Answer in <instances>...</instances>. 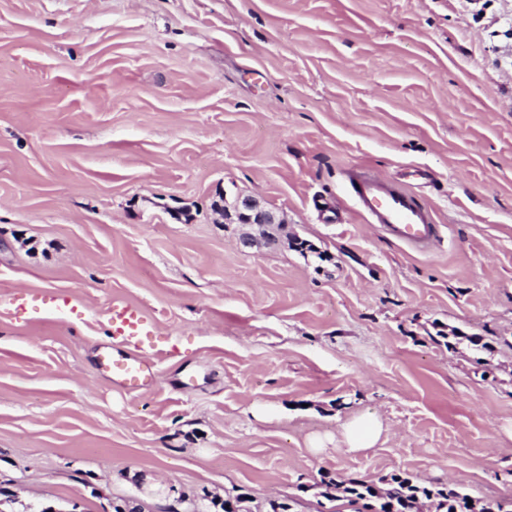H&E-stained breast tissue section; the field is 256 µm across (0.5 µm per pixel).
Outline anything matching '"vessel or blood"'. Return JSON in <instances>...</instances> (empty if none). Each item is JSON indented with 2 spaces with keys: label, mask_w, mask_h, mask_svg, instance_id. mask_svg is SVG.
<instances>
[{
  "label": "vessel or blood",
  "mask_w": 512,
  "mask_h": 512,
  "mask_svg": "<svg viewBox=\"0 0 512 512\" xmlns=\"http://www.w3.org/2000/svg\"><path fill=\"white\" fill-rule=\"evenodd\" d=\"M349 183L355 209L367 222L420 251L435 242L433 211L417 196L365 171L354 172ZM111 321L116 341L100 349L99 368L110 375L113 384L131 390L147 387L155 375L154 364L138 349L152 340L151 324L140 309L128 304L113 306Z\"/></svg>",
  "instance_id": "vessel-or-blood-1"
}]
</instances>
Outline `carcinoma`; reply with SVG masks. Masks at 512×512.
I'll use <instances>...</instances> for the list:
<instances>
[{
  "instance_id": "1",
  "label": "carcinoma",
  "mask_w": 512,
  "mask_h": 512,
  "mask_svg": "<svg viewBox=\"0 0 512 512\" xmlns=\"http://www.w3.org/2000/svg\"><path fill=\"white\" fill-rule=\"evenodd\" d=\"M350 504L363 502L369 512H414L421 497L436 502V512H512V501H473L455 484L445 488H420L408 477L394 474L378 489L363 481L352 479L346 488Z\"/></svg>"
}]
</instances>
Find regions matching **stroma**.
<instances>
[{"mask_svg":"<svg viewBox=\"0 0 512 512\" xmlns=\"http://www.w3.org/2000/svg\"><path fill=\"white\" fill-rule=\"evenodd\" d=\"M509 8L0 0V512H349L324 477L394 473L512 500ZM358 166L439 244L358 216ZM115 303L156 324L149 388L95 364ZM216 207L223 213L225 219H234L240 224H279L283 218L273 210L268 209L265 203L255 195L238 196L231 204L224 205V194ZM382 433L379 419L371 414L353 417L343 426V438L349 452L360 453L374 448Z\"/></svg>","mask_w":512,"mask_h":512,"instance_id":"35a3bbf8","label":"stroma"}]
</instances>
